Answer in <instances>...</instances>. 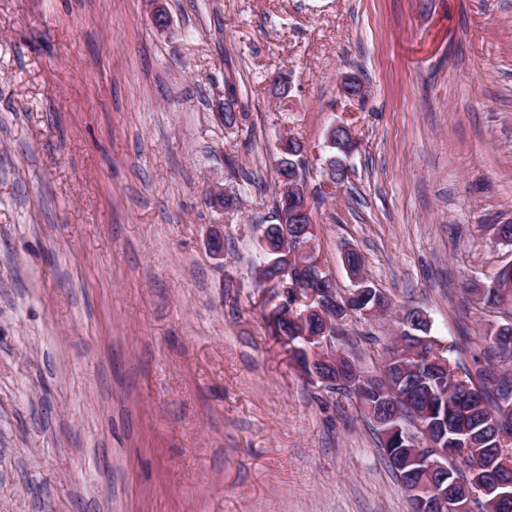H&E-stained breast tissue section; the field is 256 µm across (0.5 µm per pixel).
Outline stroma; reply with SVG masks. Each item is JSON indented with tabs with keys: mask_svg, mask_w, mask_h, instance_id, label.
<instances>
[{
	"mask_svg": "<svg viewBox=\"0 0 512 512\" xmlns=\"http://www.w3.org/2000/svg\"><path fill=\"white\" fill-rule=\"evenodd\" d=\"M162 5L164 35L152 0H0V512H410L352 398L272 334L278 139L339 294L352 248L393 302L343 346L379 369L412 304L472 365L512 324L471 291L512 262V0ZM336 122L360 147L334 187ZM289 138L290 139L286 145V150L280 153L281 161L278 163V174L280 178L283 176H288L289 173H293L294 170L302 166L304 162V156L299 158L301 155V144L298 141H294L292 137ZM295 158H299L296 161L297 166L295 164ZM291 164L294 165V168L290 167Z\"/></svg>",
	"mask_w": 512,
	"mask_h": 512,
	"instance_id": "1",
	"label": "stroma"
}]
</instances>
